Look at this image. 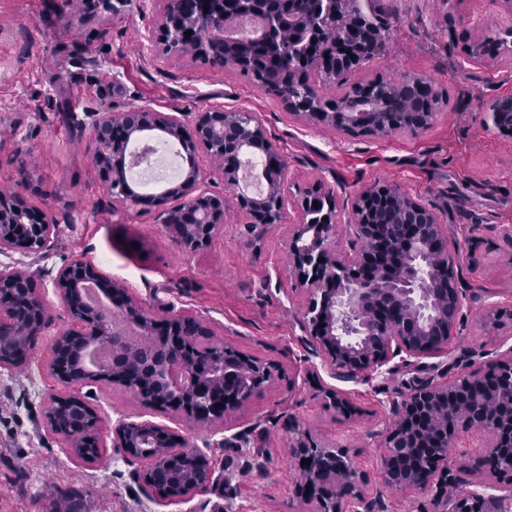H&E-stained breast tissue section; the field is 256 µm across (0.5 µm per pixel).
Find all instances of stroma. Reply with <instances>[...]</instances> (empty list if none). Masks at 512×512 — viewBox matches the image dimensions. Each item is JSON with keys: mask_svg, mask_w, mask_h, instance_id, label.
Returning <instances> with one entry per match:
<instances>
[{"mask_svg": "<svg viewBox=\"0 0 512 512\" xmlns=\"http://www.w3.org/2000/svg\"><path fill=\"white\" fill-rule=\"evenodd\" d=\"M162 9V0H0V187L52 208L59 221L42 253H0V270L41 276L52 315L25 366L0 367V512H49L60 488L73 492L82 512H316L297 490L292 445L299 437L345 448L366 496L380 497L383 512H442L435 491L385 487L379 433L411 387L452 382L512 349V135L489 117L495 99L512 96V68L471 54L480 35L512 25V9L505 0H360L365 17L384 24L386 49L351 80L417 75L443 96L427 128L389 137H352L307 122L235 70L158 54L148 35ZM141 106L184 122L208 108L254 112L286 164L281 223L251 245L232 210L210 246L190 253L162 223L178 199L145 209L112 204L92 162L90 130L70 116ZM27 171L40 177L39 192L24 190ZM316 181L337 192L339 253L359 246L348 219L354 194L368 186L396 187L447 225L461 244L464 287L447 349L409 365L393 359L390 373L367 382L309 375L314 341L302 326L308 293L287 248L297 221L291 203ZM75 258L125 285L149 316L194 317L214 342L275 363L273 380L213 425L143 407L116 384L85 383L79 391L101 418V456L79 460L46 423L51 396L66 391L49 369L53 345L71 326L63 292L51 281ZM327 387L342 391L360 416L337 417ZM131 421L170 427L206 455L207 488L174 499L152 492L146 463L124 459L112 444L113 427ZM228 434L244 438L245 447H225ZM479 439L462 429L454 440L448 465L466 479L456 500L486 479L477 465Z\"/></svg>", "mask_w": 512, "mask_h": 512, "instance_id": "obj_1", "label": "stroma"}]
</instances>
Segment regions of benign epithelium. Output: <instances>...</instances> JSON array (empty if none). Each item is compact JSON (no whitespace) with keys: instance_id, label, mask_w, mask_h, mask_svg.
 I'll use <instances>...</instances> for the list:
<instances>
[{"instance_id":"benign-epithelium-1","label":"benign epithelium","mask_w":512,"mask_h":512,"mask_svg":"<svg viewBox=\"0 0 512 512\" xmlns=\"http://www.w3.org/2000/svg\"><path fill=\"white\" fill-rule=\"evenodd\" d=\"M161 22L151 32V41L166 55L191 53L206 63L224 59V66L241 72L254 53L272 48L288 61L295 80L313 86L312 76L336 85L338 94L324 98L303 94L291 98L293 114L349 134L416 133L427 127L437 108L435 99L418 102L417 85L423 77L409 76L392 85L374 77L357 83L363 90L360 109L344 110L343 99L352 87L345 76L362 67L372 55L383 51V26L368 21L356 0H316L311 14L299 10L297 0H284L256 12L255 0H163ZM194 8L207 29L198 41L185 37L181 18ZM296 29L295 41L279 39L284 24ZM328 55L331 64L314 61V53ZM476 58L490 57L512 68V26L483 35L473 46ZM314 69V75L307 74ZM409 99L410 111L391 120L388 94ZM90 122L72 116V122L90 125L94 160L112 200L133 206L155 203L156 197L139 194L131 187L127 171L132 164L131 145L146 139L149 150L154 132L167 142H176L188 158L200 149L218 161L229 145H235L236 162L221 169L224 182L234 186L236 205L245 217L246 238L254 244L280 223L284 206L285 164L279 149L266 136L255 114L247 110L219 109L198 112L190 123L140 107L127 112H88ZM490 119L502 131L512 132V97L497 98L490 106ZM208 179L191 162L180 182L165 195L183 198L174 215L162 223L187 252L209 246L224 228V200L195 187ZM322 192L325 206L318 212L307 202V191ZM298 222L288 240L290 265L305 279L309 302L303 319L316 342L315 356L333 377L357 381L367 373L379 374L392 358L410 363L447 348L463 308L460 243L448 238L446 225L421 201L391 186H370L360 191L351 205L349 224L362 247L350 256L336 252L335 224L339 223L336 191L315 182L296 200ZM399 225L391 235L386 222ZM58 220L53 212L29 207L18 196L0 194V252L23 249L38 254L53 238ZM73 327L56 339L52 372L61 383L74 387L75 380L60 363L64 346L81 336L92 346L112 350V366L94 376L97 381L118 378L125 359L136 352L126 336L111 326L108 317L118 312L125 321L142 330L144 340L164 345L167 352L181 347L193 332L204 329L193 317L155 318L145 314L125 286L104 275L97 266L76 258L58 273ZM22 288L42 301L41 285L32 273L0 270V336H23L31 331L18 326L3 292ZM276 370L224 345L205 369L189 366L169 356L149 362L150 378L164 385L149 406L178 412L196 424L222 421L245 406L256 389L268 384ZM336 415L350 419L359 414L340 391L325 390ZM512 408V348L494 368L476 369L447 385L426 382L410 389L398 410L396 422L381 432L385 453L381 470L385 485L426 490L438 474L449 471L448 447L459 429H475L488 436L483 458L493 464L491 477L512 476V458L500 460L501 427L512 429V417L498 413L503 403ZM114 447L125 459L148 462L147 473L201 466L212 472L209 459L185 446L179 434L153 422H124L112 430ZM293 455L300 471L299 490L317 501L321 512H343L349 503L361 512H376L378 500H368L354 462L343 448H321L311 441L296 440Z\"/></svg>"}]
</instances>
